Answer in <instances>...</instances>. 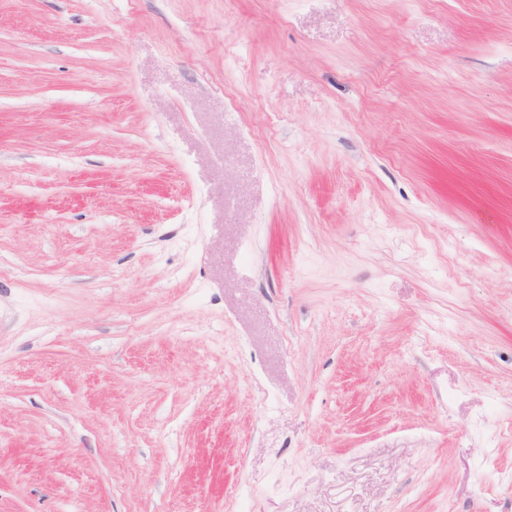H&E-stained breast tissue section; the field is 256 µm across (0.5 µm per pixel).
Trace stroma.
Masks as SVG:
<instances>
[{"instance_id":"stroma-1","label":"stroma","mask_w":512,"mask_h":512,"mask_svg":"<svg viewBox=\"0 0 512 512\" xmlns=\"http://www.w3.org/2000/svg\"><path fill=\"white\" fill-rule=\"evenodd\" d=\"M512 512V0H0V512Z\"/></svg>"}]
</instances>
